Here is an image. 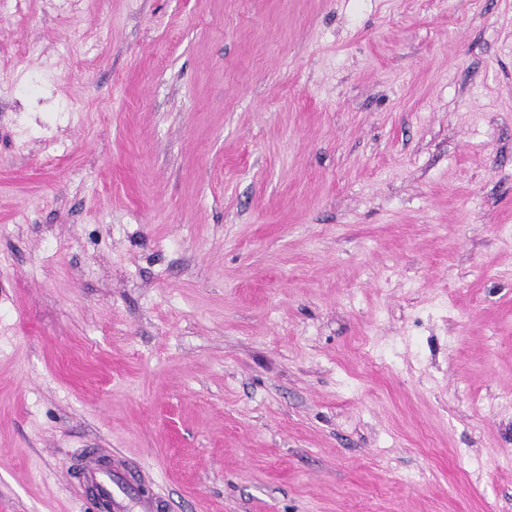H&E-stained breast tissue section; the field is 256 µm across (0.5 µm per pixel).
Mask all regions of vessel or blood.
Segmentation results:
<instances>
[{
  "label": "vessel or blood",
  "instance_id": "1",
  "mask_svg": "<svg viewBox=\"0 0 512 512\" xmlns=\"http://www.w3.org/2000/svg\"><path fill=\"white\" fill-rule=\"evenodd\" d=\"M81 478L94 488L97 498L108 502L111 512H165L163 500L142 493L119 464L111 465L96 455H88L81 464Z\"/></svg>",
  "mask_w": 512,
  "mask_h": 512
}]
</instances>
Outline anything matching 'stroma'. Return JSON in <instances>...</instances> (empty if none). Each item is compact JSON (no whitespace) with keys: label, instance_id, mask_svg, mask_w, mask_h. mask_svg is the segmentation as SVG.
Segmentation results:
<instances>
[{"label":"stroma","instance_id":"35a3bbf8","mask_svg":"<svg viewBox=\"0 0 512 512\" xmlns=\"http://www.w3.org/2000/svg\"><path fill=\"white\" fill-rule=\"evenodd\" d=\"M512 512V0H0V512ZM81 478L91 485L97 499L106 500L111 512H164V500L143 494L138 483L116 460L112 465L96 455H87L81 464Z\"/></svg>","mask_w":512,"mask_h":512}]
</instances>
